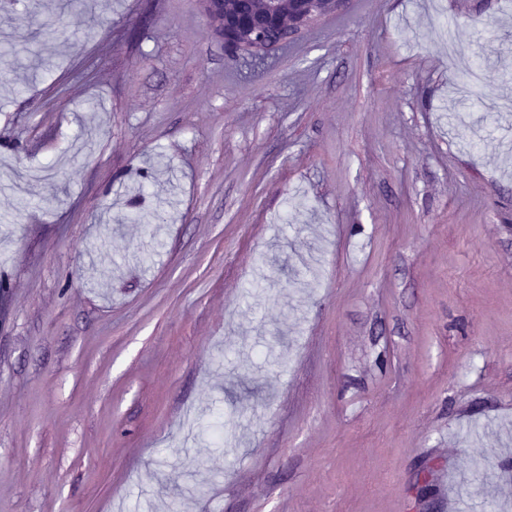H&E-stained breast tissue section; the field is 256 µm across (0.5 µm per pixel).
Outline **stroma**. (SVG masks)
I'll return each instance as SVG.
<instances>
[{"label": "stroma", "mask_w": 512, "mask_h": 512, "mask_svg": "<svg viewBox=\"0 0 512 512\" xmlns=\"http://www.w3.org/2000/svg\"><path fill=\"white\" fill-rule=\"evenodd\" d=\"M1 31L0 512H512V0ZM260 16L267 22L275 21L282 34L278 43V33L268 31L265 35L261 27L256 26L252 16L243 19L229 13L224 8V0H202L205 14L219 23L218 33L224 38V45L231 51H242L253 58L263 59L271 51L293 42L302 32L313 26L318 20L336 12L345 0H261ZM212 17V18H211ZM286 23L287 28L282 24Z\"/></svg>", "instance_id": "1"}]
</instances>
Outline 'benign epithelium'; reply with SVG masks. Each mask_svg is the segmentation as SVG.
I'll return each mask as SVG.
<instances>
[{"label": "benign epithelium", "mask_w": 512, "mask_h": 512, "mask_svg": "<svg viewBox=\"0 0 512 512\" xmlns=\"http://www.w3.org/2000/svg\"><path fill=\"white\" fill-rule=\"evenodd\" d=\"M344 0H262L260 16L264 22L281 26V38L271 45L254 18L243 19L224 8V0H202L204 12L219 23V34L231 51H242L263 59L271 51L293 42L321 18L336 12Z\"/></svg>", "instance_id": "obj_1"}]
</instances>
